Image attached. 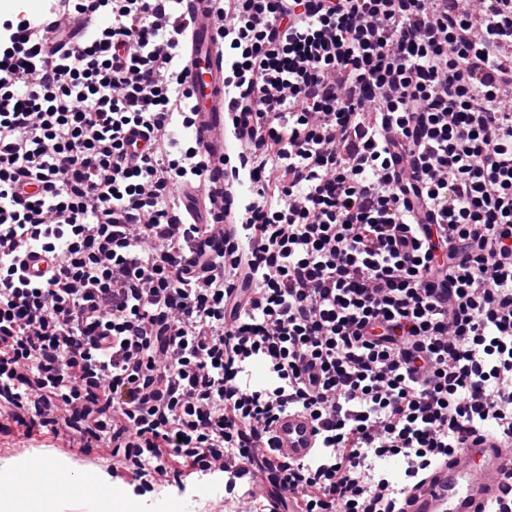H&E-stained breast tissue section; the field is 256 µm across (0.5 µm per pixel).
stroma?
<instances>
[{
  "instance_id": "1",
  "label": "stroma",
  "mask_w": 512,
  "mask_h": 512,
  "mask_svg": "<svg viewBox=\"0 0 512 512\" xmlns=\"http://www.w3.org/2000/svg\"><path fill=\"white\" fill-rule=\"evenodd\" d=\"M8 459H51L65 464L85 482L121 488L128 494L124 512H158L164 500L184 505L187 512H225L223 473L206 475L184 465L181 458L171 457L168 479L159 484L157 500L143 501L139 493L146 481L152 480V473L113 470L112 455L105 446H87L67 434L51 433L32 424L30 415L25 413L0 430V461ZM15 507L17 512H114L108 497L88 496L78 486H61L53 495L45 496L25 478L20 481Z\"/></svg>"
}]
</instances>
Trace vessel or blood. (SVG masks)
I'll return each mask as SVG.
<instances>
[{
  "mask_svg": "<svg viewBox=\"0 0 512 512\" xmlns=\"http://www.w3.org/2000/svg\"><path fill=\"white\" fill-rule=\"evenodd\" d=\"M181 13L188 28L184 38L182 79L190 98V127L206 162L211 182L208 195L183 186L177 191L176 220L195 216L197 223L214 230L190 240V248L202 247L220 255L240 246L222 224L237 213L239 193L224 181V163L233 153L232 131L224 121V52L216 34L211 0H183ZM24 271L43 277L51 270L50 258L33 246L21 248ZM318 425L306 412L281 414L267 428L269 446L264 457L270 467L308 460L315 448ZM512 470V450L490 437L469 438L460 452L437 465L417 485L407 487L402 512H485L488 503L502 497L504 474Z\"/></svg>",
  "mask_w": 512,
  "mask_h": 512,
  "instance_id": "1",
  "label": "vessel or blood"
}]
</instances>
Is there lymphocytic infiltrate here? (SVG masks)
<instances>
[{"label":"lymphocytic infiltrate","mask_w":512,"mask_h":512,"mask_svg":"<svg viewBox=\"0 0 512 512\" xmlns=\"http://www.w3.org/2000/svg\"><path fill=\"white\" fill-rule=\"evenodd\" d=\"M49 2L0 16L1 404L121 468L202 472L262 467V425L308 412L317 450L273 482L298 512H380L373 448L416 481L467 434L512 446V0H214L255 248L202 287L170 215L210 189L173 134L181 0ZM72 19L84 40L47 51ZM19 258L23 263L25 273L31 277L46 276L53 266V262L44 252L31 245L21 248Z\"/></svg>","instance_id":"obj_1"}]
</instances>
